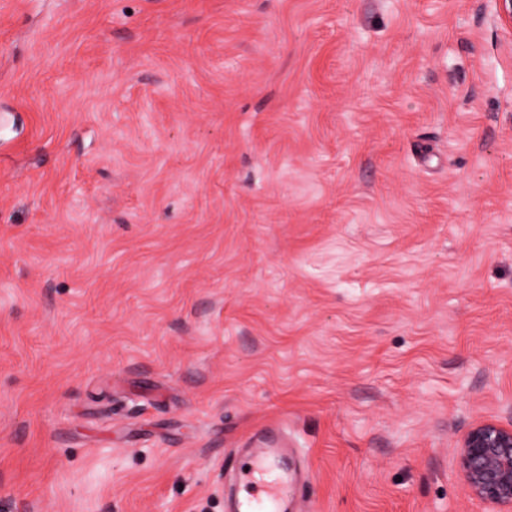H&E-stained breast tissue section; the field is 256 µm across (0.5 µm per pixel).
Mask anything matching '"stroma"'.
<instances>
[{
    "mask_svg": "<svg viewBox=\"0 0 512 512\" xmlns=\"http://www.w3.org/2000/svg\"><path fill=\"white\" fill-rule=\"evenodd\" d=\"M492 0H0V512H490L512 416ZM458 467L468 493L512 511V416L507 423L486 419L475 423L461 439ZM279 424L269 429L259 444L241 448L230 469L233 506L228 512H292L302 488L288 462V450L299 457L295 448H288L284 435H272ZM300 458V457H299ZM244 492L245 494H242Z\"/></svg>",
    "mask_w": 512,
    "mask_h": 512,
    "instance_id": "obj_1",
    "label": "stroma"
}]
</instances>
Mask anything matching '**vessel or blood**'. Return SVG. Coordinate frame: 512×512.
Instances as JSON below:
<instances>
[{"mask_svg": "<svg viewBox=\"0 0 512 512\" xmlns=\"http://www.w3.org/2000/svg\"><path fill=\"white\" fill-rule=\"evenodd\" d=\"M230 473L233 505L228 512H294L302 488L288 462L284 436L267 434L240 449Z\"/></svg>", "mask_w": 512, "mask_h": 512, "instance_id": "b4317fda", "label": "vessel or blood"}]
</instances>
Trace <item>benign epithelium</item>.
<instances>
[{
    "instance_id": "7a95c632",
    "label": "benign epithelium",
    "mask_w": 512,
    "mask_h": 512,
    "mask_svg": "<svg viewBox=\"0 0 512 512\" xmlns=\"http://www.w3.org/2000/svg\"><path fill=\"white\" fill-rule=\"evenodd\" d=\"M494 20L512 32V0H494ZM458 467L468 493L512 512V416L475 423L461 439Z\"/></svg>"
}]
</instances>
